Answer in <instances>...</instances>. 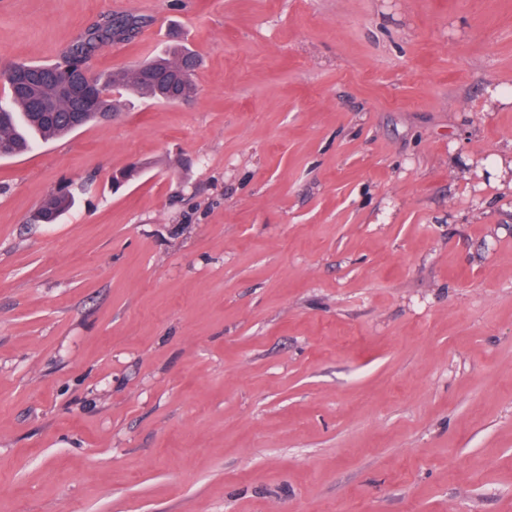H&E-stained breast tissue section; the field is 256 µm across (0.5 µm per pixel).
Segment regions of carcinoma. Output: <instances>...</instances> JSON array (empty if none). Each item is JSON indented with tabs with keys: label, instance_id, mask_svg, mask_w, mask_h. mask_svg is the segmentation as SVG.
I'll use <instances>...</instances> for the list:
<instances>
[{
	"label": "carcinoma",
	"instance_id": "carcinoma-1",
	"mask_svg": "<svg viewBox=\"0 0 512 512\" xmlns=\"http://www.w3.org/2000/svg\"><path fill=\"white\" fill-rule=\"evenodd\" d=\"M146 24L132 14L104 16L84 27L55 63H15L0 72L7 89L0 103V149L5 155L27 152L37 138L60 137L102 122L104 114L117 109L108 94L113 88L163 103L194 97L199 58L178 40L135 69L119 68L104 77L90 73L88 63L103 47L134 38ZM71 205V196L59 192L43 202L36 220L53 224Z\"/></svg>",
	"mask_w": 512,
	"mask_h": 512
}]
</instances>
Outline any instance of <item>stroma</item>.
<instances>
[{"label": "stroma", "instance_id": "stroma-1", "mask_svg": "<svg viewBox=\"0 0 512 512\" xmlns=\"http://www.w3.org/2000/svg\"><path fill=\"white\" fill-rule=\"evenodd\" d=\"M110 14L197 92L0 158V512H512V0H0V69ZM71 205L72 198L69 193L59 192L43 202L36 214V220L43 224H54Z\"/></svg>", "mask_w": 512, "mask_h": 512}]
</instances>
